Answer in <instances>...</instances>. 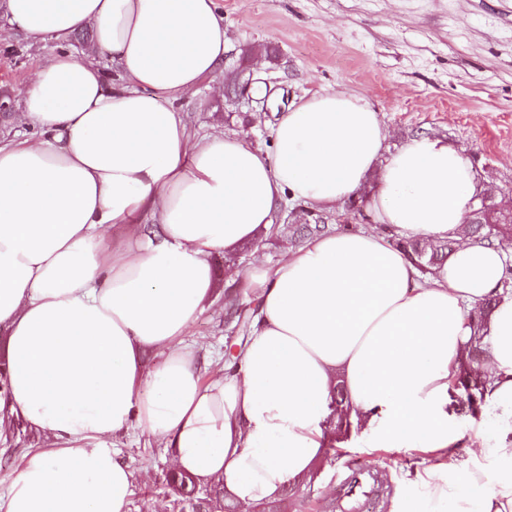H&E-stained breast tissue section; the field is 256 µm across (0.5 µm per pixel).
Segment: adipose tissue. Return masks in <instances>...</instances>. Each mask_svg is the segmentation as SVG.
<instances>
[{"instance_id":"1","label":"adipose tissue","mask_w":512,"mask_h":512,"mask_svg":"<svg viewBox=\"0 0 512 512\" xmlns=\"http://www.w3.org/2000/svg\"><path fill=\"white\" fill-rule=\"evenodd\" d=\"M6 17L57 51L24 91L28 136H0V438L18 420L42 437L0 512H129L135 476L109 442L133 427L251 512L310 474L339 385L368 447L436 457L408 467L389 512H512L507 254L466 233L464 157L426 136L389 151L378 113L341 90L293 101L268 152L192 139L175 104L224 64L216 0H6ZM84 28L122 84L66 48ZM373 175L376 227L253 267L250 334L202 381L184 338L215 291L212 255L254 241L282 202L334 210ZM386 229L457 245L425 274ZM479 320L495 421L463 453L450 388Z\"/></svg>"}]
</instances>
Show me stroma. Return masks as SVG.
Wrapping results in <instances>:
<instances>
[{
	"label": "stroma",
	"mask_w": 512,
	"mask_h": 512,
	"mask_svg": "<svg viewBox=\"0 0 512 512\" xmlns=\"http://www.w3.org/2000/svg\"><path fill=\"white\" fill-rule=\"evenodd\" d=\"M228 53L220 73L204 79L177 103L191 130H217L271 147V130L281 112L314 91L346 88L378 112L390 148L424 134L448 143L472 166L478 192L493 191L501 204L512 199V0H218ZM274 49V57L244 56L249 45ZM52 41H0V97L21 104L36 71L52 56ZM265 85L263 103L248 100L228 109L226 76ZM287 249L272 233L241 246L234 259L211 258L217 283L189 330L188 342L201 355L223 362L226 347L241 333L227 321L224 294L254 296L245 279L227 282L235 265L248 271L254 254L274 266ZM40 435L16 422L0 441V480L40 447ZM135 474L130 512H149L164 500L171 463L165 449L133 429L115 441ZM417 450L369 448L359 429L326 448L310 478L290 496L291 512H321L340 496L338 479L361 468L380 470L387 482L376 512H388L401 485L403 465L422 460Z\"/></svg>",
	"instance_id": "stroma-1"
}]
</instances>
